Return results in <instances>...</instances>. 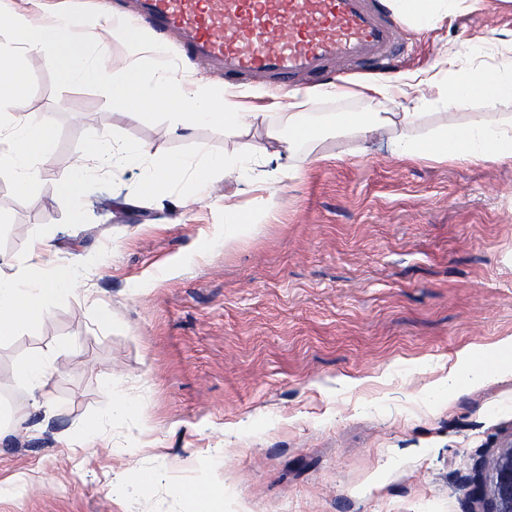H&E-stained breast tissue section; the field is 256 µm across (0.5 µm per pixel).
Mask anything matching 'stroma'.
I'll list each match as a JSON object with an SVG mask.
<instances>
[{
  "instance_id": "1",
  "label": "stroma",
  "mask_w": 512,
  "mask_h": 512,
  "mask_svg": "<svg viewBox=\"0 0 512 512\" xmlns=\"http://www.w3.org/2000/svg\"><path fill=\"white\" fill-rule=\"evenodd\" d=\"M495 30L512 31V0L407 26L394 78L462 41L487 43L463 66L495 68L511 54ZM21 65L27 110L54 114L57 138L27 195L0 176V270L45 234L97 301L62 297L0 342V424L31 396L49 406L0 445V484L25 486L0 512H480L466 482L512 443V159H400L387 136L327 130L228 244L237 185L183 207L193 182L163 200L143 183L155 160L239 137L174 133L165 111L116 112L101 84ZM103 136L144 161L90 167L76 224L57 179ZM35 351L60 369L33 395L14 367ZM84 427L100 434L86 449L58 443ZM224 241L237 239L244 230H256L254 210L245 213L236 205H224Z\"/></svg>"
}]
</instances>
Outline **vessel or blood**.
I'll use <instances>...</instances> for the list:
<instances>
[{
    "mask_svg": "<svg viewBox=\"0 0 512 512\" xmlns=\"http://www.w3.org/2000/svg\"><path fill=\"white\" fill-rule=\"evenodd\" d=\"M136 22L177 35L189 61L228 84L266 76L324 81L337 64L383 67L400 54L403 25L381 0H136Z\"/></svg>",
    "mask_w": 512,
    "mask_h": 512,
    "instance_id": "b4317fda",
    "label": "vessel or blood"
}]
</instances>
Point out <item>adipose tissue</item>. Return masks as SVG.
<instances>
[{
  "label": "adipose tissue",
  "mask_w": 512,
  "mask_h": 512,
  "mask_svg": "<svg viewBox=\"0 0 512 512\" xmlns=\"http://www.w3.org/2000/svg\"><path fill=\"white\" fill-rule=\"evenodd\" d=\"M386 2L412 24L426 28L465 8L467 0ZM0 32L9 36L8 42H0V124L8 123L11 129L9 150L0 151V170L12 173L15 190L20 194L32 190L39 177L34 161L46 155L56 141L52 114L32 120L25 113L24 70L19 64L24 56L44 57L68 83H102L115 110L168 111L176 131L214 123L239 135L263 124L267 117L266 106L245 105L204 79L188 82L170 74L165 65L166 46L104 5L91 17L51 15L36 23L30 10L8 6L0 0ZM114 41L134 46L135 54L114 59L108 52ZM481 50V45L462 42L458 48L442 52L437 68L418 71L398 85L387 80L362 81L355 93L362 103L360 111L327 112L318 123L306 113V105L318 98L344 97L345 89L324 84L289 91L293 110L282 129L269 134L277 143L276 149L247 141L224 156L201 152L196 162L167 157L149 172L147 194L164 199L185 178H193L201 186L221 176L247 180L252 191L258 192L260 202L272 204L273 184L295 176L294 157L302 144L319 139L324 122L364 140L383 127H395L394 145L403 157L469 163L512 159V117L500 116L497 111L498 105L512 102V59L493 72L455 66L459 57L475 56ZM382 98L393 99L397 111L378 110L377 103ZM477 98L487 108L486 117L480 121L422 131V108L441 103L465 110ZM260 158L273 162V170L263 177H250L254 162ZM84 280L78 264L60 262L48 240H34L18 274H0V338L19 335L42 322L57 301L73 294Z\"/></svg>",
  "instance_id": "adipose-tissue-1"
}]
</instances>
